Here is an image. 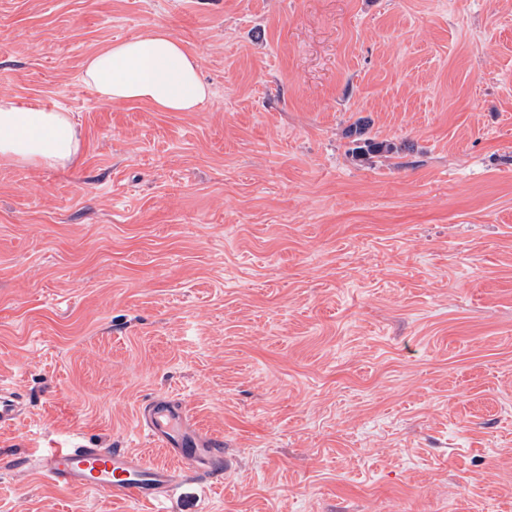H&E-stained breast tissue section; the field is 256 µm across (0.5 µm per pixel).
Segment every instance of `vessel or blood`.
<instances>
[{
  "label": "vessel or blood",
  "mask_w": 512,
  "mask_h": 512,
  "mask_svg": "<svg viewBox=\"0 0 512 512\" xmlns=\"http://www.w3.org/2000/svg\"><path fill=\"white\" fill-rule=\"evenodd\" d=\"M21 414L17 394L0 390V429L15 426ZM137 423L153 444L166 449L170 464L150 463L130 450L69 442L44 449L35 459L36 466L58 487L84 489L145 506L173 500L182 481L206 483L218 475L221 442L196 430L180 400L164 394L153 396L139 407Z\"/></svg>",
  "instance_id": "obj_1"
}]
</instances>
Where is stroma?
<instances>
[{
    "label": "stroma",
    "instance_id": "1",
    "mask_svg": "<svg viewBox=\"0 0 512 512\" xmlns=\"http://www.w3.org/2000/svg\"><path fill=\"white\" fill-rule=\"evenodd\" d=\"M158 26L199 111L81 83ZM0 96L80 139L0 158V512H141L15 460L168 463L157 394L231 463L175 512H512V0H0ZM22 414V403L12 389L1 385L0 394V429L11 428L16 425Z\"/></svg>",
    "mask_w": 512,
    "mask_h": 512
}]
</instances>
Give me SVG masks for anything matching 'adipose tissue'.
<instances>
[{"label": "adipose tissue", "mask_w": 512, "mask_h": 512, "mask_svg": "<svg viewBox=\"0 0 512 512\" xmlns=\"http://www.w3.org/2000/svg\"><path fill=\"white\" fill-rule=\"evenodd\" d=\"M199 61L168 29L115 41L90 54L80 80L107 102H144L160 112H195L211 97ZM80 143L67 111L0 97V158L74 167Z\"/></svg>", "instance_id": "adipose-tissue-1"}]
</instances>
